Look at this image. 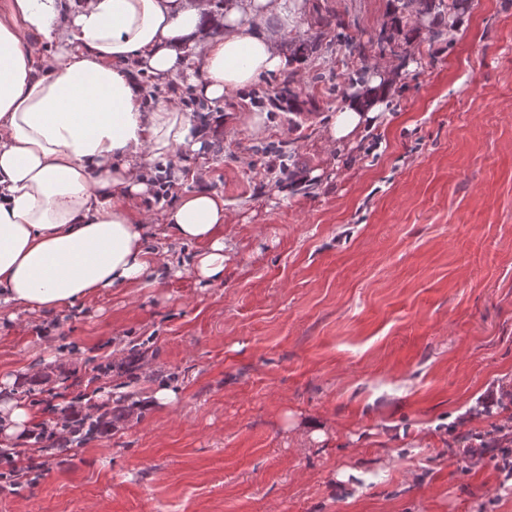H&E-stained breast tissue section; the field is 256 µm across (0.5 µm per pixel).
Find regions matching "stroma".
<instances>
[{"label": "stroma", "instance_id": "1", "mask_svg": "<svg viewBox=\"0 0 512 512\" xmlns=\"http://www.w3.org/2000/svg\"><path fill=\"white\" fill-rule=\"evenodd\" d=\"M303 4L283 46L312 49L290 78L219 109L171 80L204 130L171 173L178 194L224 197L223 281L197 283L196 245L166 236L170 199L134 198L165 259L153 287L0 312V373L42 427L90 399L135 403L0 490V512H512L493 445L512 430V0H470L440 27L400 0ZM399 30L410 57L379 49ZM384 64L381 116L330 142L331 117ZM275 158L286 174L266 173ZM165 386L174 407L154 401ZM310 420L323 438L302 436Z\"/></svg>", "mask_w": 512, "mask_h": 512}]
</instances>
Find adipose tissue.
<instances>
[{"mask_svg":"<svg viewBox=\"0 0 512 512\" xmlns=\"http://www.w3.org/2000/svg\"><path fill=\"white\" fill-rule=\"evenodd\" d=\"M210 0H7L0 16V306L69 309L117 287L146 288L160 257L129 201L147 195L152 162L175 147L199 150L186 112L144 105L129 68L165 83L186 74L196 96L220 106L261 77L297 67L279 30L293 0H227L224 34L203 37ZM31 32L55 43L45 75ZM367 92L327 128L343 141L384 109L388 83ZM224 197L207 189L164 213L169 234L198 245L192 272L224 278Z\"/></svg>","mask_w":512,"mask_h":512,"instance_id":"1","label":"adipose tissue"}]
</instances>
